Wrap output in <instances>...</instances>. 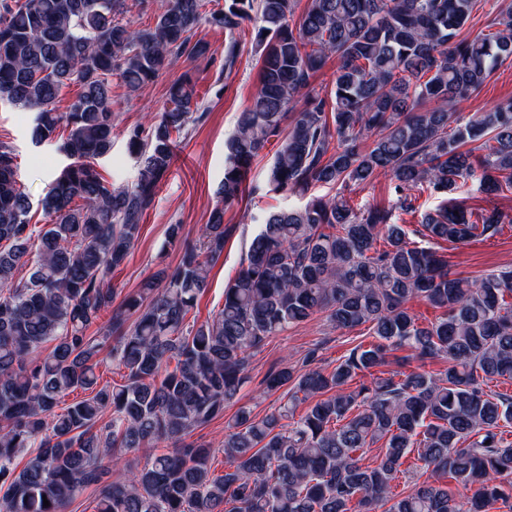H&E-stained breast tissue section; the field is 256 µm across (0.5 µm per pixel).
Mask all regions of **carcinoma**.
I'll return each instance as SVG.
<instances>
[{"label":"carcinoma","mask_w":512,"mask_h":512,"mask_svg":"<svg viewBox=\"0 0 512 512\" xmlns=\"http://www.w3.org/2000/svg\"><path fill=\"white\" fill-rule=\"evenodd\" d=\"M483 2L307 0L292 24L295 0H224L207 17L205 0H161L155 25L135 28L121 19L125 0H0V105L36 113L32 143L56 139L71 160L39 201L47 224L35 235L13 153L0 147V512H64L92 486L96 512H488L506 498L512 396L487 381L512 379V270L478 283L451 278L448 260L408 241L388 213L314 197L262 216L223 308L197 326L188 316L228 235L218 207L201 243L101 326L112 273L171 165L174 135L194 121L195 84L172 83L170 106L148 129L128 130L139 163L133 185L115 187L91 164L112 149V76L135 92L169 56L205 54L207 44L190 43L205 18L224 29L229 63L234 34L252 24L261 59L257 91L225 144L224 205L242 198L253 162L290 111L294 123L268 170L276 191L363 184L378 173L400 190L426 183L450 193L470 180L487 193L512 188V99L465 124L453 112L512 60V0H499L489 32L463 33ZM333 57L339 66L321 95L310 79ZM73 84L79 93L58 111ZM478 141L481 155L466 148ZM419 224L424 237L463 244L497 234L512 216L474 219L445 204ZM21 267L27 276L18 278ZM416 297L442 310L427 326L406 307ZM318 313L340 330L370 325L375 342L330 372L308 361L270 374L267 389L291 385L287 402L261 418L239 408L224 435V474L211 473L209 450L186 436L236 400L252 350ZM111 340L125 382L101 386L98 356ZM46 342L54 346L42 356ZM401 348L445 358L448 368L375 374ZM358 376L366 381L350 389ZM78 388L89 397L57 412ZM107 410L103 436L94 428ZM380 440V463L363 466L356 453ZM162 441L169 447L159 452ZM25 448L35 454L18 471ZM117 448L151 454L114 479ZM412 452L431 476L470 495L459 500L424 481L392 500L391 482Z\"/></svg>","instance_id":"1"}]
</instances>
